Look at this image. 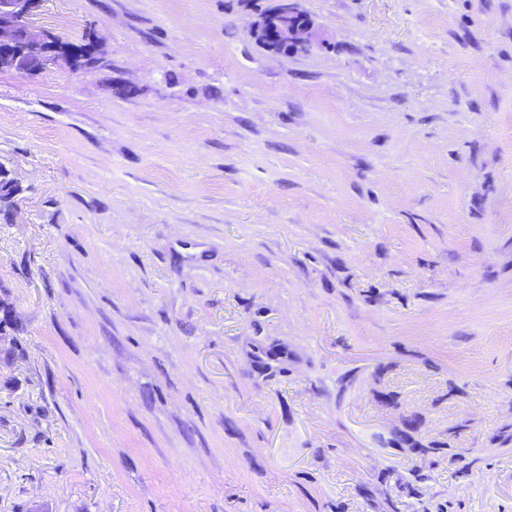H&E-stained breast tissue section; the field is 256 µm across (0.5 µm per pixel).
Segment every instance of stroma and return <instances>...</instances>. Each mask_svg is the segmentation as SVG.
Segmentation results:
<instances>
[{"label": "stroma", "instance_id": "obj_1", "mask_svg": "<svg viewBox=\"0 0 512 512\" xmlns=\"http://www.w3.org/2000/svg\"><path fill=\"white\" fill-rule=\"evenodd\" d=\"M277 3L0 70V512H512V0ZM279 5L278 15L288 18V26L278 18L260 16L249 31L251 38H263L266 50L274 54L306 52L323 43L322 33L299 9L297 0H280Z\"/></svg>", "mask_w": 512, "mask_h": 512}]
</instances>
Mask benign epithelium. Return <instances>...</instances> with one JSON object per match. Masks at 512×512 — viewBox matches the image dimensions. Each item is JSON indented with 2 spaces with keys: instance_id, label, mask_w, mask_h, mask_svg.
I'll list each match as a JSON object with an SVG mask.
<instances>
[{
  "instance_id": "obj_1",
  "label": "benign epithelium",
  "mask_w": 512,
  "mask_h": 512,
  "mask_svg": "<svg viewBox=\"0 0 512 512\" xmlns=\"http://www.w3.org/2000/svg\"><path fill=\"white\" fill-rule=\"evenodd\" d=\"M40 0H0V68L34 76L56 66L61 52L50 33L34 29ZM274 54L306 52L323 43L322 33L299 9L297 0H280L278 17H259L249 31Z\"/></svg>"
}]
</instances>
